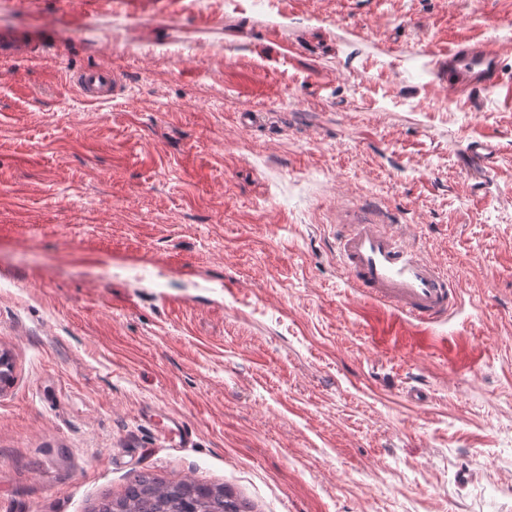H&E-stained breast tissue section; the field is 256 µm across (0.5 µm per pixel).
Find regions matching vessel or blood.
I'll return each instance as SVG.
<instances>
[{"label": "vessel or blood", "mask_w": 512, "mask_h": 512, "mask_svg": "<svg viewBox=\"0 0 512 512\" xmlns=\"http://www.w3.org/2000/svg\"><path fill=\"white\" fill-rule=\"evenodd\" d=\"M37 39L22 36L0 38V56L36 52ZM449 99L476 100L496 87L500 79V50L492 45L460 40L449 47ZM115 75L110 67L93 66L75 71L72 83L90 103L112 98ZM468 161L492 171L495 148L483 141H470L465 149ZM399 224H379L360 219L342 226L336 236L338 261L347 284L355 292L396 312L402 319L428 325L446 319L461 301V287L402 240Z\"/></svg>", "instance_id": "vessel-or-blood-1"}]
</instances>
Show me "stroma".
I'll list each match as a JSON object with an SVG mask.
<instances>
[{"label":"stroma","instance_id":"35a3bbf8","mask_svg":"<svg viewBox=\"0 0 512 512\" xmlns=\"http://www.w3.org/2000/svg\"><path fill=\"white\" fill-rule=\"evenodd\" d=\"M32 33L0 58V512H97L137 474L253 512H512V0H0ZM460 39L503 51L476 105L442 75ZM363 212L457 313L348 287ZM38 46L39 41L32 37L2 36L0 39V56L11 57L33 54ZM115 74L108 66L86 67L75 71L72 83L79 95L89 103H103L112 99ZM465 155L470 163L478 165L486 172L494 169L496 150L487 142L471 140L465 149Z\"/></svg>","mask_w":512,"mask_h":512}]
</instances>
